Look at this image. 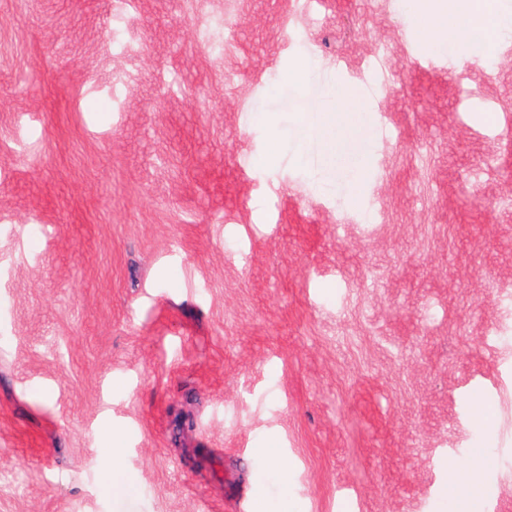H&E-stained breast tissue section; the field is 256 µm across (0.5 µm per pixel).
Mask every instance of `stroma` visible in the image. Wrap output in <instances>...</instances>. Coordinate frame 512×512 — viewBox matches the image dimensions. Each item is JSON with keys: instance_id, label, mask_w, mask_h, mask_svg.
Masks as SVG:
<instances>
[{"instance_id": "obj_1", "label": "stroma", "mask_w": 512, "mask_h": 512, "mask_svg": "<svg viewBox=\"0 0 512 512\" xmlns=\"http://www.w3.org/2000/svg\"><path fill=\"white\" fill-rule=\"evenodd\" d=\"M336 80L355 205L303 106ZM476 446L512 512V34L465 65L402 0H0V512H449Z\"/></svg>"}]
</instances>
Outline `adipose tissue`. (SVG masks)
I'll return each instance as SVG.
<instances>
[{
    "instance_id": "obj_1",
    "label": "adipose tissue",
    "mask_w": 512,
    "mask_h": 512,
    "mask_svg": "<svg viewBox=\"0 0 512 512\" xmlns=\"http://www.w3.org/2000/svg\"><path fill=\"white\" fill-rule=\"evenodd\" d=\"M479 0H410V8L422 20V37L430 51H447L459 58L478 61L495 50L499 40L512 32V23L497 10H479ZM331 163L344 157V145L358 132L368 106L354 90L328 84L310 105Z\"/></svg>"
}]
</instances>
